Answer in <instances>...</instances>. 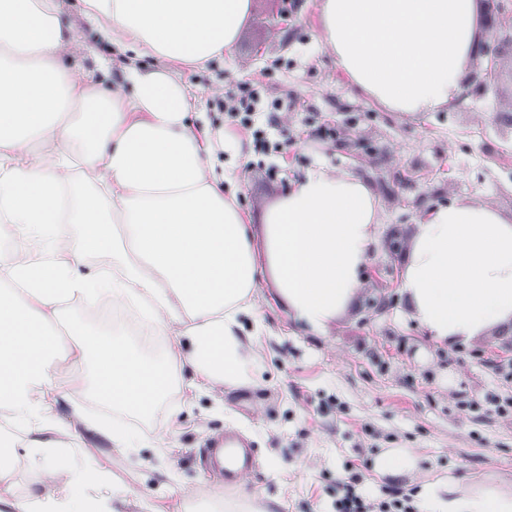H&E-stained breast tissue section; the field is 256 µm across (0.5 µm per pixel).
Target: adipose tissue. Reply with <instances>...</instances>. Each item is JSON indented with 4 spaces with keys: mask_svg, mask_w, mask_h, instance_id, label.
Returning <instances> with one entry per match:
<instances>
[{
    "mask_svg": "<svg viewBox=\"0 0 512 512\" xmlns=\"http://www.w3.org/2000/svg\"><path fill=\"white\" fill-rule=\"evenodd\" d=\"M251 0H0V512H113L110 475L93 439L127 450L129 427L60 403L89 395L151 415L190 367L186 398L256 385L255 314L269 283L289 313L321 332L363 286L379 244L381 201L360 176L309 169L271 203L262 228L240 207L235 162L243 134L212 125L180 70L231 54ZM319 42L350 82L407 115L447 107L481 43L480 0H320ZM98 30L126 61L63 67L78 24ZM159 65L144 68L143 58ZM110 269L83 272L90 259ZM400 287L412 318L441 342L512 323V216L489 201L434 208L409 237ZM130 309L164 351L59 320L70 301ZM73 371L58 372L61 336ZM28 433L40 476L13 492V430ZM424 512H512V487L454 479L420 491Z\"/></svg>",
    "mask_w": 512,
    "mask_h": 512,
    "instance_id": "ef3b65f1",
    "label": "adipose tissue"
}]
</instances>
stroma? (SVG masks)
<instances>
[{"mask_svg":"<svg viewBox=\"0 0 512 512\" xmlns=\"http://www.w3.org/2000/svg\"><path fill=\"white\" fill-rule=\"evenodd\" d=\"M282 25L271 26L277 14ZM318 0H252L232 55L205 70L182 68L212 123L224 116L211 88L230 89L268 70L273 95L312 105L340 129L338 139L302 138L270 156L276 178L242 169L237 199L260 224L266 207L309 168L353 172L379 196L382 243L364 270L351 309L316 333L298 325L273 288L256 293V316H241L244 333L262 323L259 385L172 395L148 421L130 420L140 437L132 455L102 444L100 464L128 499L124 512H189L227 498L199 463L201 448L235 431L255 450L248 494L273 512H336L340 479L357 475L370 499L453 476L512 482V413L488 412L486 396L512 398V324L491 335L447 345L409 316L399 288L407 239L440 204L492 201L512 215V46L499 58L495 82L471 68L449 107L405 116L354 87L322 50ZM411 448L416 471H379L378 455Z\"/></svg>","mask_w":512,"mask_h":512,"instance_id":"1","label":"stroma"}]
</instances>
